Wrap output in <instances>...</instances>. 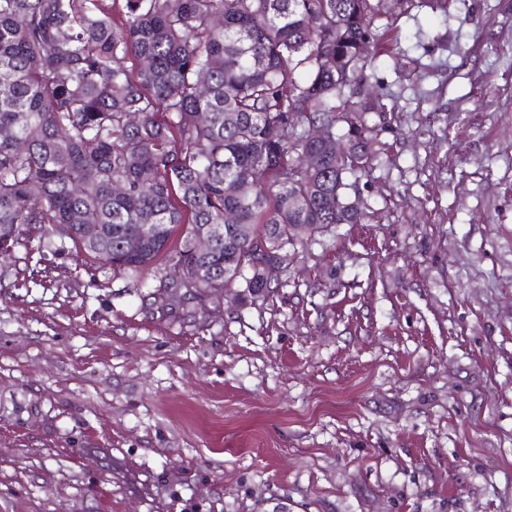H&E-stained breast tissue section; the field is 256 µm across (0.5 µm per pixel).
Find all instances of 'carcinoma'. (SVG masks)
Instances as JSON below:
<instances>
[{
	"label": "carcinoma",
	"instance_id": "cac0c4a2",
	"mask_svg": "<svg viewBox=\"0 0 512 512\" xmlns=\"http://www.w3.org/2000/svg\"><path fill=\"white\" fill-rule=\"evenodd\" d=\"M381 2L0 0V245L53 224L114 271L163 258L175 288L265 297L256 248L362 217L380 103L354 84L386 49ZM229 216L240 233L198 254Z\"/></svg>",
	"mask_w": 512,
	"mask_h": 512
}]
</instances>
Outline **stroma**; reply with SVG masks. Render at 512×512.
<instances>
[{
	"mask_svg": "<svg viewBox=\"0 0 512 512\" xmlns=\"http://www.w3.org/2000/svg\"><path fill=\"white\" fill-rule=\"evenodd\" d=\"M378 131L266 300L0 258V512H512V0H387Z\"/></svg>",
	"mask_w": 512,
	"mask_h": 512,
	"instance_id": "obj_1",
	"label": "stroma"
}]
</instances>
